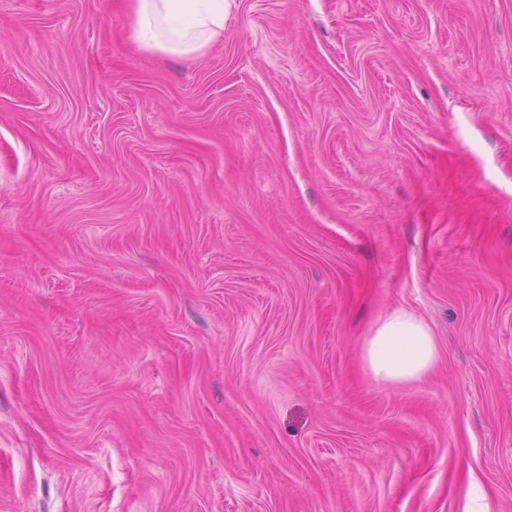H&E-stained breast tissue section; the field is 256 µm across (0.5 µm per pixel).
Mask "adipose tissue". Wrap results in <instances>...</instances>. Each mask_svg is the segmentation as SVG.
Instances as JSON below:
<instances>
[{
  "mask_svg": "<svg viewBox=\"0 0 512 512\" xmlns=\"http://www.w3.org/2000/svg\"><path fill=\"white\" fill-rule=\"evenodd\" d=\"M229 0H129L132 36L144 51L187 56L224 30ZM438 357L428 324L404 309L391 311L367 340L364 362L373 377L402 384L421 379Z\"/></svg>",
  "mask_w": 512,
  "mask_h": 512,
  "instance_id": "adipose-tissue-1",
  "label": "adipose tissue"
}]
</instances>
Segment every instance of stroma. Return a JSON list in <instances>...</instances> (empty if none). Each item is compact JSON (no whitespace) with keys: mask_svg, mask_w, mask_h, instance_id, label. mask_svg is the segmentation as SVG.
<instances>
[{"mask_svg":"<svg viewBox=\"0 0 512 512\" xmlns=\"http://www.w3.org/2000/svg\"><path fill=\"white\" fill-rule=\"evenodd\" d=\"M0 512H512V0H0ZM132 36L144 51L187 56L224 30L228 0H128ZM438 357L428 324L406 309H395L382 319L363 350L373 377L384 383L402 384L421 379Z\"/></svg>","mask_w":512,"mask_h":512,"instance_id":"obj_1","label":"stroma"}]
</instances>
